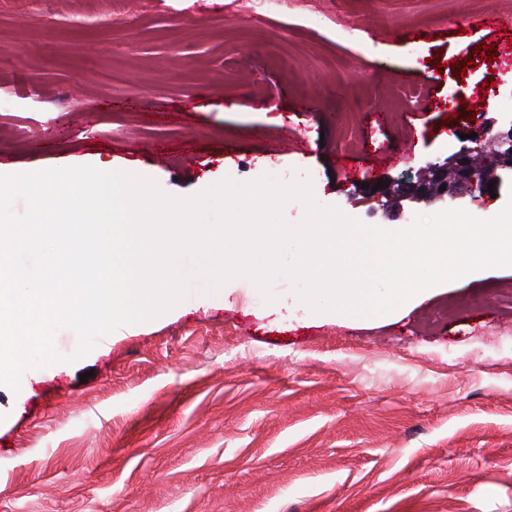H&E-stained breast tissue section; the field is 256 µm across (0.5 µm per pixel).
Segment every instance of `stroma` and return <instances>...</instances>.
I'll list each match as a JSON object with an SVG mask.
<instances>
[{
    "label": "stroma",
    "instance_id": "stroma-1",
    "mask_svg": "<svg viewBox=\"0 0 512 512\" xmlns=\"http://www.w3.org/2000/svg\"><path fill=\"white\" fill-rule=\"evenodd\" d=\"M460 2L424 22L426 0H0V174L102 161L188 197L309 173L368 225L437 214L364 190L459 151L466 103L512 120V69L474 51L499 36ZM492 286L512 289V266L347 318L293 305L287 279L273 304L233 280L75 363L60 330L61 362L0 385V512H512V309L468 304Z\"/></svg>",
    "mask_w": 512,
    "mask_h": 512
}]
</instances>
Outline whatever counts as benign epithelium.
I'll return each mask as SVG.
<instances>
[{
	"label": "benign epithelium",
	"mask_w": 512,
	"mask_h": 512,
	"mask_svg": "<svg viewBox=\"0 0 512 512\" xmlns=\"http://www.w3.org/2000/svg\"><path fill=\"white\" fill-rule=\"evenodd\" d=\"M476 134L473 141L489 138L497 146L494 158L483 167L473 163L472 150L461 148L449 159L432 163L425 169L423 177L408 179L400 184L402 198L420 202L428 198L454 203L468 199L481 204L491 196L488 183L500 188L504 180L512 176V123L507 128H494L479 124L470 128ZM445 191H440V188Z\"/></svg>",
	"instance_id": "obj_1"
}]
</instances>
